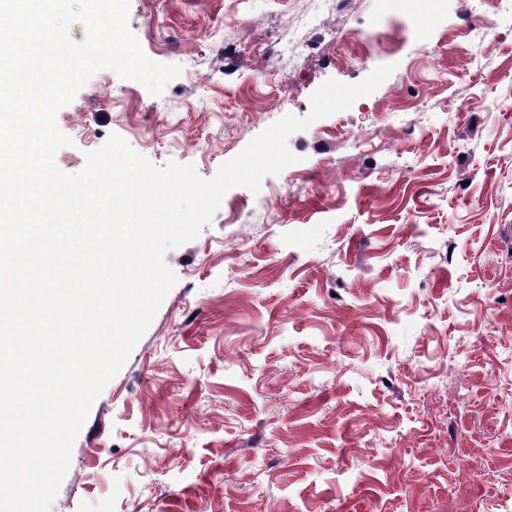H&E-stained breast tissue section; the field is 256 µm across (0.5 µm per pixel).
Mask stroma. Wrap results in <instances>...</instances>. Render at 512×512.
Masks as SVG:
<instances>
[{"instance_id":"stroma-1","label":"stroma","mask_w":512,"mask_h":512,"mask_svg":"<svg viewBox=\"0 0 512 512\" xmlns=\"http://www.w3.org/2000/svg\"><path fill=\"white\" fill-rule=\"evenodd\" d=\"M445 0L432 59L379 0L312 17L300 68L263 54L309 0H130L151 95L109 69L56 115L83 170L110 135L212 177L327 79L394 73L292 134L169 250L177 282L93 404L50 512H499L512 506V34ZM498 20L492 50L467 30ZM363 36L371 65L344 61Z\"/></svg>"}]
</instances>
